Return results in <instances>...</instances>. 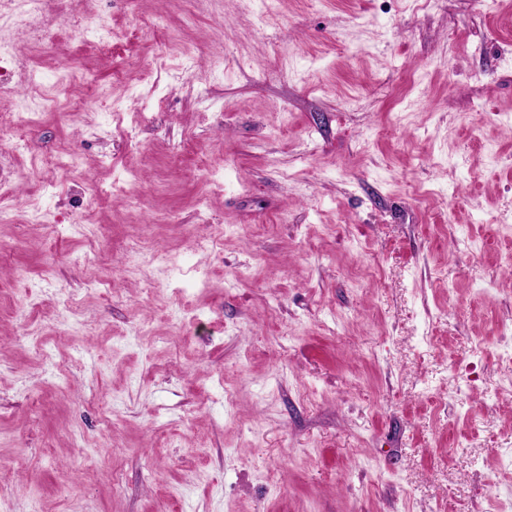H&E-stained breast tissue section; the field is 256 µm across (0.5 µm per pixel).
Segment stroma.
<instances>
[{
    "instance_id": "35a3bbf8",
    "label": "stroma",
    "mask_w": 512,
    "mask_h": 512,
    "mask_svg": "<svg viewBox=\"0 0 512 512\" xmlns=\"http://www.w3.org/2000/svg\"><path fill=\"white\" fill-rule=\"evenodd\" d=\"M47 20L0 16V512L512 501V0Z\"/></svg>"
}]
</instances>
